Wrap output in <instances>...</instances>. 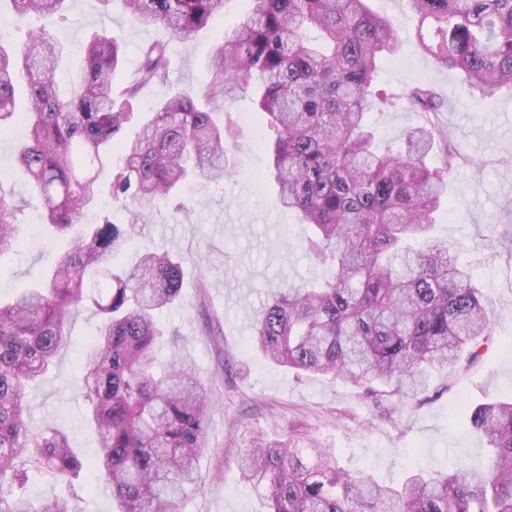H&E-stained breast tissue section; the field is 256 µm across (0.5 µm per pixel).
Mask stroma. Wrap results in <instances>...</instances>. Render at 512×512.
I'll list each match as a JSON object with an SVG mask.
<instances>
[{
  "instance_id": "obj_1",
  "label": "stroma",
  "mask_w": 512,
  "mask_h": 512,
  "mask_svg": "<svg viewBox=\"0 0 512 512\" xmlns=\"http://www.w3.org/2000/svg\"><path fill=\"white\" fill-rule=\"evenodd\" d=\"M369 5L400 33L397 53L382 64L385 87L433 85L447 107L440 120L464 146L465 158L448 179V202L435 216L434 234L448 241L483 292L492 312L490 348L472 366L433 372L427 390L389 419L344 379L299 378L254 351L253 312L270 292L327 279L332 267L308 258L309 227L276 207L253 96H238L226 105L239 135L223 187L187 190L184 216L162 201L146 205L145 227L135 241L138 249L168 250L181 258V300L161 315L165 329L178 336L173 350H162L159 357L165 361L178 353L209 392L198 481L176 512H263L262 500L239 469L242 437L251 430L279 436L302 429L331 448L340 464L368 471L381 482L396 483L412 470L438 469L461 459L482 465L484 444L468 430L472 411L490 398L512 394V169L500 163L512 156V92L480 100L459 73L438 68L424 52L405 0H369ZM245 8L244 0H224L208 26L183 43L163 28L131 23L120 11L104 12L99 0H68L62 20L50 31L75 61L92 33L105 28L118 35L125 49L115 76L119 84L136 68L143 46L168 42L169 81L143 89L135 108L146 111L171 89L194 88L209 79L216 45L240 25ZM22 136L17 128L0 133V182L18 200L30 195L14 161ZM20 219L29 230L25 244L0 258L4 298L41 281L62 251L61 241L42 231L39 207H26ZM98 323L92 306L80 308L70 322L71 348L27 393L32 427L53 423L65 429L85 459L95 453L97 439L83 422L75 382L82 351Z\"/></svg>"
}]
</instances>
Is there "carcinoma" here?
I'll return each instance as SVG.
<instances>
[{
	"mask_svg": "<svg viewBox=\"0 0 512 512\" xmlns=\"http://www.w3.org/2000/svg\"><path fill=\"white\" fill-rule=\"evenodd\" d=\"M6 2L53 21L67 0ZM100 2L184 41L224 0ZM407 5L439 67L458 70L482 100L512 88V0ZM399 45L393 22L367 0H246L243 22L212 54L209 82L172 90L142 121L134 102L169 80L165 43L145 47L116 88L121 44L106 29L93 33L66 94L55 75L67 51L46 26L21 49L0 44V132L27 127L15 163L32 187L31 199L18 201L0 182V257L22 243L19 215L33 201L67 242L44 283L0 302V512H74L67 497L16 493L31 469L66 482L92 472L120 512H175L195 483L208 389L190 364L174 356L160 367L157 358L166 336L158 312L180 301L181 258L149 252L122 266L115 259L140 234L142 211L125 205L122 221L94 224L87 215L105 178L113 198L137 205L224 183L238 131L231 117L218 122L213 114L249 90L277 203L311 229L310 258L334 265L330 279L282 288L260 306L253 347L272 365L346 379L377 403L416 397L432 371H454L468 348L478 357L491 327L483 293L451 258L448 241L433 234L448 175L465 156L436 119L443 104L431 86L391 98L377 90L382 61ZM386 106L428 116L399 149L378 148L368 125ZM115 151L123 157L116 170ZM87 302L101 320L78 378L98 439L84 462L64 431L30 428L25 396L71 344V316ZM470 428L490 450L486 467L458 461L446 473L411 472L399 486L339 465L301 433L249 434L241 474L266 512H512V396L478 405Z\"/></svg>",
	"mask_w": 512,
	"mask_h": 512,
	"instance_id": "obj_1",
	"label": "carcinoma"
}]
</instances>
